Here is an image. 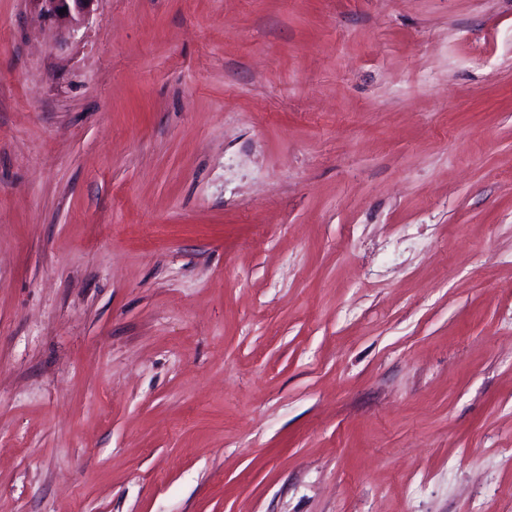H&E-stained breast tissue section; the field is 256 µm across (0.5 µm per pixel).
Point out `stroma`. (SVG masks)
Segmentation results:
<instances>
[{
  "mask_svg": "<svg viewBox=\"0 0 512 512\" xmlns=\"http://www.w3.org/2000/svg\"><path fill=\"white\" fill-rule=\"evenodd\" d=\"M0 512H512V0H0ZM38 14L52 21L63 38L73 37L90 14L95 0H33ZM66 8L64 15L59 10Z\"/></svg>",
  "mask_w": 512,
  "mask_h": 512,
  "instance_id": "1",
  "label": "stroma"
}]
</instances>
